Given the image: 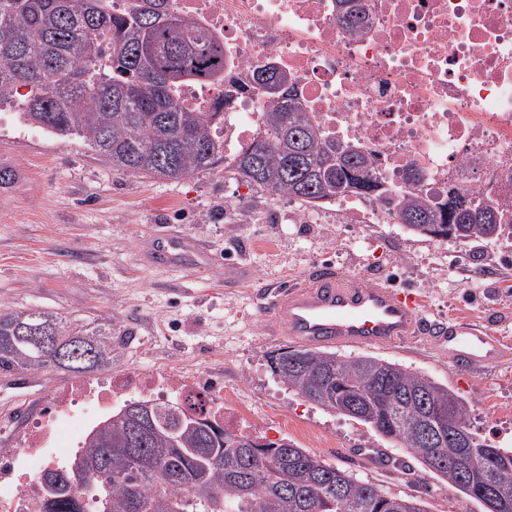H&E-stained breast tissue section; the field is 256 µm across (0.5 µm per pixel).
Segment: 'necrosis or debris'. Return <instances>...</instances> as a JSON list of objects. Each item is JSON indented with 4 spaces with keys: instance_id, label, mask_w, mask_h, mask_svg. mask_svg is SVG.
<instances>
[{
    "instance_id": "4bbe7bcc",
    "label": "necrosis or debris",
    "mask_w": 512,
    "mask_h": 512,
    "mask_svg": "<svg viewBox=\"0 0 512 512\" xmlns=\"http://www.w3.org/2000/svg\"><path fill=\"white\" fill-rule=\"evenodd\" d=\"M363 30L338 17L342 0H170L172 10L218 37L242 86L272 62L286 71L303 111L366 152L396 188L409 175L443 199L456 186L512 200V0H354ZM220 82L185 85L184 106L223 112L214 138L234 155L266 109ZM196 369L169 365L110 374L52 392L24 423L0 432V512H37L42 470L56 467L59 424H91L124 397L179 401L239 423L238 390H207Z\"/></svg>"
}]
</instances>
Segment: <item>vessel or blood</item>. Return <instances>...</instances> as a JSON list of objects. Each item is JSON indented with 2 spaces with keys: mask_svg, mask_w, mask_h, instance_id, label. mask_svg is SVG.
Listing matches in <instances>:
<instances>
[{
  "mask_svg": "<svg viewBox=\"0 0 512 512\" xmlns=\"http://www.w3.org/2000/svg\"><path fill=\"white\" fill-rule=\"evenodd\" d=\"M267 307L286 336L309 347L391 349L422 331L418 298L384 285H368L330 266L312 270L301 285L278 290ZM449 361L468 371L500 366L512 353L489 331L449 325Z\"/></svg>",
  "mask_w": 512,
  "mask_h": 512,
  "instance_id": "1",
  "label": "vessel or blood"
}]
</instances>
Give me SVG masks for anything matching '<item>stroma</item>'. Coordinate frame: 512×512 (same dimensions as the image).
Returning <instances> with one entry per match:
<instances>
[{"mask_svg": "<svg viewBox=\"0 0 512 512\" xmlns=\"http://www.w3.org/2000/svg\"><path fill=\"white\" fill-rule=\"evenodd\" d=\"M0 156L25 171L21 182L0 190V307L111 325L113 371L197 367L210 381L245 387L254 410L247 433L294 441L385 492L416 497L427 512H485L425 472L407 449L276 383L267 359L290 340L266 295L304 282L316 266L413 290L428 330L383 358L447 385L469 403L474 432L512 448V358L470 375L449 363L436 333L465 321L512 344V240L430 241L396 224L350 223L332 204L323 208L324 223L293 225L278 200L226 179L223 163L180 181L123 176L81 139L31 125L22 134L0 129ZM173 231L197 249L158 265L155 243ZM361 232L371 240L364 252L347 244ZM436 255L458 269L431 288ZM200 263L205 272L197 271ZM471 272L480 275L474 290L464 284ZM73 380L62 371L0 373V422L26 394L42 398Z\"/></svg>", "mask_w": 512, "mask_h": 512, "instance_id": "1", "label": "stroma"}]
</instances>
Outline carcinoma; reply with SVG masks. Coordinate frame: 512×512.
I'll list each match as a JSON object with an SVG mask.
<instances>
[{
  "label": "carcinoma",
  "instance_id": "cac0c4a2",
  "mask_svg": "<svg viewBox=\"0 0 512 512\" xmlns=\"http://www.w3.org/2000/svg\"><path fill=\"white\" fill-rule=\"evenodd\" d=\"M17 20L15 45L0 43V106L28 89L26 121L57 136L75 135L112 171L178 181L210 169L224 146L211 134L222 112H195L179 91L187 82L224 78V45L168 0H135L127 15L108 0H0V19ZM112 71H99L103 57ZM252 82L268 99L263 131L224 164V172L269 197L305 207L358 197L378 202L415 236L462 243L504 237L512 205L449 192L434 201L412 189L385 187L368 155L327 135L301 111L288 73L262 67ZM50 329L93 352L68 363L26 340ZM112 362V326L40 310H0V372L66 371L85 375ZM276 381L295 395L350 417L414 454L448 488L486 512H512V494L482 496L512 485V450L486 443L469 422V405L448 386L372 355L341 356L285 348L269 358ZM150 417L135 432L128 401L91 431L86 451L52 470L45 512H428L325 463L289 441L264 442L224 428L216 418L177 403L146 399ZM458 424L476 452L467 475L451 462L453 445L425 448L414 430L430 421Z\"/></svg>",
  "mask_w": 512,
  "mask_h": 512
}]
</instances>
